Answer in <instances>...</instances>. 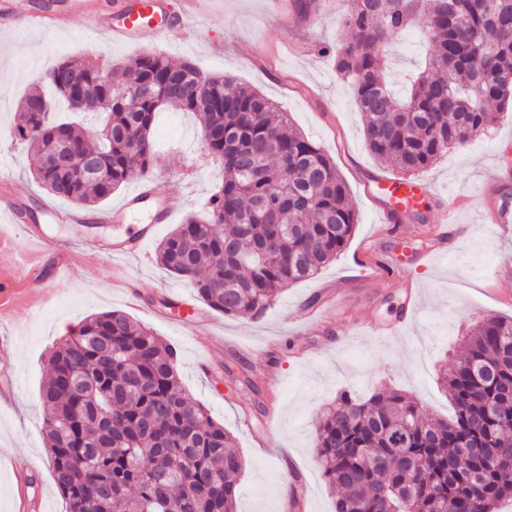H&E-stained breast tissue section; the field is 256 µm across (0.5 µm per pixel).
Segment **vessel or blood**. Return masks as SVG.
<instances>
[{
	"mask_svg": "<svg viewBox=\"0 0 512 512\" xmlns=\"http://www.w3.org/2000/svg\"><path fill=\"white\" fill-rule=\"evenodd\" d=\"M88 0H70L66 9L47 13L28 9L15 14L10 0H0V16L19 17L27 27L63 31L75 17L84 16ZM185 16H172L169 0H132L120 21L109 16H98L90 24L94 35L114 43L129 45L143 34L155 37L170 35L174 28L184 26ZM423 179L385 176L376 187L389 202L382 209L383 220H391L400 206L413 203L418 193L427 188ZM173 204L159 195L150 182H143L102 218L112 227L111 235L92 231L80 234L78 239H62L52 234L49 224L82 225L88 217L84 212L48 205L44 208L48 225L33 224L28 220L26 207L13 191L9 180L0 181V323L12 320L17 299L24 290L35 296L36 308L50 306L57 295L56 284L64 279L71 264L73 248L84 252L88 269H95L102 261H112L114 287L123 289L132 304H139L140 295L128 274L127 265L139 260L146 245L157 234L160 225L174 216ZM23 233L30 249L19 251L16 233Z\"/></svg>",
	"mask_w": 512,
	"mask_h": 512,
	"instance_id": "vessel-or-blood-1",
	"label": "vessel or blood"
}]
</instances>
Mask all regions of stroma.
<instances>
[{"label":"stroma","mask_w":512,"mask_h":512,"mask_svg":"<svg viewBox=\"0 0 512 512\" xmlns=\"http://www.w3.org/2000/svg\"><path fill=\"white\" fill-rule=\"evenodd\" d=\"M197 0L198 12L173 33V45L142 36L129 46L102 40L95 61H110L120 79L127 60L139 52L192 62L204 73L252 86L287 112L291 123L335 161L347 181L360 222L344 252L314 277L279 290L263 315L227 316L209 311L207 342L211 368L202 371L196 339L182 335L173 317L197 304L193 282L181 280L157 261L150 242L142 262L129 270L144 308L129 304L112 286V264L97 268L99 288L85 285L74 264L61 285L59 304L5 326L15 340L11 362L17 397L0 407V512H17L18 471H38L48 512H66L47 463L38 395L50 347L92 315L120 310L172 344L186 394L211 412L234 436L244 465L238 475L236 512H334L314 448L324 407L341 392L366 398L378 389L416 398L424 414H449L438 382L452 366L461 336L487 315L512 317V224H483L488 208L512 204V109L485 135L449 149L423 176L429 186L400 222L379 221L381 202L366 185L388 170L368 150L352 91L333 60L317 47L335 46L351 0ZM82 20L67 31L0 32V169L12 176L27 206L40 208L48 194L32 179L25 151L10 137L23 95L64 58L85 55ZM429 47L419 28L399 43L380 47L388 76L401 84ZM158 154L152 179L170 197L182 223L202 211L222 177L200 149L201 129L189 113L159 112L152 129ZM448 234V252L434 249L437 232ZM398 256L402 271L374 274ZM178 299L170 320L150 313L165 296ZM280 377L267 383L269 371Z\"/></svg>","instance_id":"35a3bbf8"}]
</instances>
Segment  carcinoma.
Instances as JSON below:
<instances>
[{
    "label": "carcinoma",
    "instance_id": "carcinoma-1",
    "mask_svg": "<svg viewBox=\"0 0 512 512\" xmlns=\"http://www.w3.org/2000/svg\"><path fill=\"white\" fill-rule=\"evenodd\" d=\"M455 3L352 0L346 36L323 48L350 83L367 148L406 173L485 132L493 106L512 105V0H469L462 13ZM417 24L431 51L399 96L374 47ZM99 71L68 57L25 97L12 136L39 187L85 210L107 201L153 169L155 116L173 108L199 118L201 148L225 172L206 202L208 220L189 215L159 244L160 265L193 282L203 303L261 314L276 289L343 252L358 224L350 189L319 145L286 129L274 102L211 75L201 106L199 68L157 54L128 59L119 84H99ZM136 84L153 86L156 99L131 101L126 90ZM49 89L70 111L79 92L91 96L84 115L110 101L112 137L92 144L82 124L50 121ZM57 152L65 163L53 167ZM47 363L43 437L67 512H235L242 459L231 433L183 391L172 345L109 311L72 329ZM440 385L453 405L447 419L423 416L398 390L365 401L343 392L327 405L315 448L335 512H498L512 501V478L496 462V451L512 448V317L488 316L464 337Z\"/></svg>",
    "mask_w": 512,
    "mask_h": 512
}]
</instances>
